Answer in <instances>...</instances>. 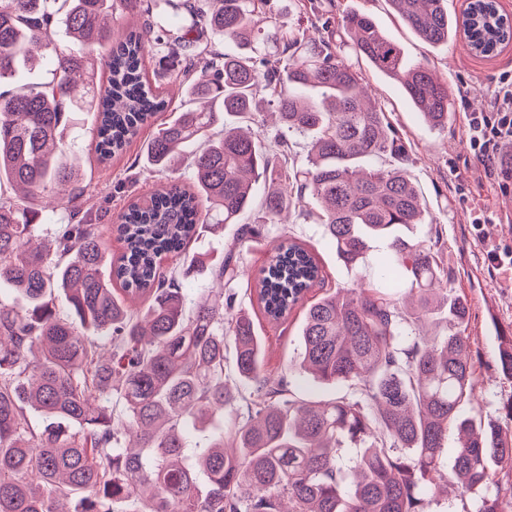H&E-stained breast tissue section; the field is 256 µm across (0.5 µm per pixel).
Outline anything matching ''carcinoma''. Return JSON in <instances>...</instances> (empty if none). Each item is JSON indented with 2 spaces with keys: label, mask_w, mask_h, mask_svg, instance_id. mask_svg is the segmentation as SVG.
<instances>
[{
  "label": "carcinoma",
  "mask_w": 512,
  "mask_h": 512,
  "mask_svg": "<svg viewBox=\"0 0 512 512\" xmlns=\"http://www.w3.org/2000/svg\"><path fill=\"white\" fill-rule=\"evenodd\" d=\"M387 2L429 46L462 37L492 55L506 39L491 0L459 16L445 0ZM129 15L143 24H123ZM153 30L160 64L182 70L184 95L198 103L159 125L170 100L144 67ZM338 37L336 46L305 39L274 0H0V83L21 61L54 63L42 86L0 90V184L23 192L19 202L0 198V283L26 301L0 304V512H63L61 498L71 499L69 512H427L450 427L460 435L451 481L475 496L474 512H512V482L483 493L491 464L512 473V430L459 413L476 380L468 302L448 291L434 246L402 235L427 223L426 210L401 139L340 48L398 81L439 129L448 127V82L409 64L369 14L342 15ZM198 68L206 77L187 79ZM267 110L279 124L275 143L310 136L305 166L289 168L286 151L264 148L260 128L212 134L226 114ZM77 111L93 117L102 164L152 125L144 156L156 169L197 145L192 186L170 181L129 201L113 228L123 242L116 259L87 220L93 195L78 185L61 138ZM383 158L390 165L373 164ZM260 190V215L242 223ZM308 195L344 265H363L370 242L387 239L389 287L415 298L403 309L382 287L340 288L308 305L299 370L348 383L352 394L334 400L296 399L285 378L264 370L253 323L234 312L236 289L246 288L268 317L285 319L320 280L314 255L286 237L271 241L257 278L240 262L263 225ZM45 196L71 223L32 249L41 215L32 205ZM230 225L238 247L208 273L226 296L186 310L183 276L165 260L194 267L187 243ZM58 292L88 333L57 316ZM441 306L448 333L421 334ZM499 363L512 381L511 339ZM238 378L253 390L241 391ZM226 413L229 429L190 446L191 430Z\"/></svg>",
  "instance_id": "1"
}]
</instances>
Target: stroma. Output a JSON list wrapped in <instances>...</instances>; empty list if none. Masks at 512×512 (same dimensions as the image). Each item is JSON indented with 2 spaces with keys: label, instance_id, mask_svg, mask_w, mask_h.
Here are the masks:
<instances>
[{
  "label": "stroma",
  "instance_id": "stroma-1",
  "mask_svg": "<svg viewBox=\"0 0 512 512\" xmlns=\"http://www.w3.org/2000/svg\"><path fill=\"white\" fill-rule=\"evenodd\" d=\"M280 6L282 21L292 26L300 17L319 15V23L307 30L308 37L316 40L330 38L344 12L371 14L382 32L403 48L409 62L426 64L447 81L454 118L447 129L438 130L421 120L397 81L376 73L367 62L359 64L372 100L383 108L388 124L406 147L405 169L429 212L428 223L416 225L408 236L434 245L448 270L449 286L470 305L466 332L478 385L474 399L463 401L461 411L485 421L504 420L505 408L512 401V381L503 377L498 359L501 337L512 336V272L492 269L486 250L492 245L512 247V187L503 189L480 180V165L469 151L465 122L467 113L487 102L499 75L512 73V44L488 58L467 51L458 41L428 46L395 14L388 0H280ZM150 134V129H143L125 156L105 167L96 159L91 115L73 113L65 141L82 169L84 186L96 196V223H116L131 196L148 193L166 179L189 181L187 164L164 174L150 170L141 161V148ZM476 207L487 217L486 224L477 229L470 222ZM284 233L312 250L322 269V283L311 288L304 303L281 322L270 321L256 294L242 288L236 293L235 307L249 313L262 341L268 372L285 377L296 397L332 399L347 395L348 385H327L296 371L304 312L307 303L336 289L359 283L382 284L387 243L373 240L365 266L348 268L327 243L310 205L296 207L285 223L267 227L268 239Z\"/></svg>",
  "mask_w": 512,
  "mask_h": 512
}]
</instances>
